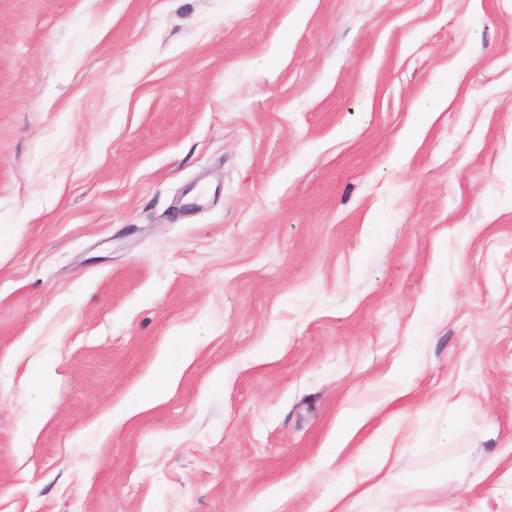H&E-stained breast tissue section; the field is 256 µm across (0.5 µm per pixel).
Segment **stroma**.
<instances>
[{"instance_id":"obj_1","label":"stroma","mask_w":512,"mask_h":512,"mask_svg":"<svg viewBox=\"0 0 512 512\" xmlns=\"http://www.w3.org/2000/svg\"><path fill=\"white\" fill-rule=\"evenodd\" d=\"M387 435L356 512H512V0H0V512H309ZM201 341V336H190L186 338V346L178 353L162 359L156 375L145 381L137 394L126 397L121 407L113 412V421L126 417L134 410L146 407L161 393L171 389L187 367L193 347ZM51 377L50 366L45 365L27 378L25 387L32 404L41 403L48 395Z\"/></svg>"}]
</instances>
